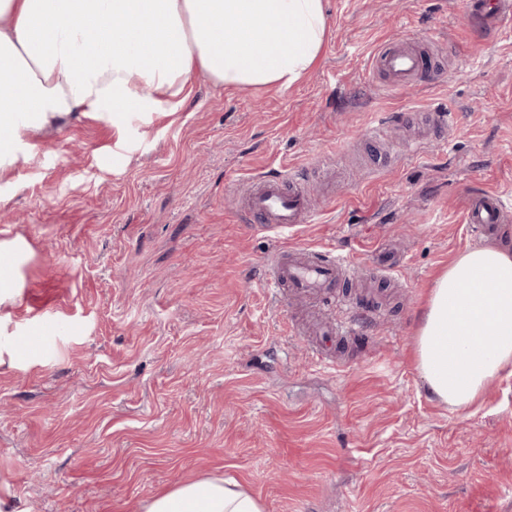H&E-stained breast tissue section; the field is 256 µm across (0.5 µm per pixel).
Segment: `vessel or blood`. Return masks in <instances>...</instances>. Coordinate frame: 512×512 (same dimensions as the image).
I'll use <instances>...</instances> for the list:
<instances>
[{
	"label": "vessel or blood",
	"instance_id": "b4317fda",
	"mask_svg": "<svg viewBox=\"0 0 512 512\" xmlns=\"http://www.w3.org/2000/svg\"><path fill=\"white\" fill-rule=\"evenodd\" d=\"M463 8L486 32L512 18V0H463ZM371 67L384 76L386 88L399 91L420 83L426 61L424 54L392 43L374 53ZM238 200L254 223L270 230L290 229L312 221L307 187L293 170L253 178L239 189ZM465 221L476 233L491 236L500 225L512 222V209L500 193L476 191L467 198ZM266 266V287L320 297L332 292L354 262L329 249L293 248L273 254Z\"/></svg>",
	"mask_w": 512,
	"mask_h": 512
}]
</instances>
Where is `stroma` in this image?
I'll return each instance as SVG.
<instances>
[{"label":"stroma","instance_id":"stroma-1","mask_svg":"<svg viewBox=\"0 0 512 512\" xmlns=\"http://www.w3.org/2000/svg\"><path fill=\"white\" fill-rule=\"evenodd\" d=\"M326 15L289 89L195 74L175 111L121 131L70 116L0 175V241L28 247L0 307V482L16 512H143L209 475L265 512H512V376L452 410L414 366L435 277L484 244L467 194L512 197V19L484 33L460 0H326ZM394 42L429 50L426 82L384 87L370 60ZM444 111L450 127L429 129ZM284 167L305 172L314 218L258 227L234 190ZM331 245L356 265L325 312L363 314V338L321 360L286 329L311 305L263 283L275 251ZM44 316L56 335L37 336Z\"/></svg>","mask_w":512,"mask_h":512}]
</instances>
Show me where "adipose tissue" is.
Wrapping results in <instances>:
<instances>
[{"label": "adipose tissue", "instance_id": "adipose-tissue-1", "mask_svg": "<svg viewBox=\"0 0 512 512\" xmlns=\"http://www.w3.org/2000/svg\"><path fill=\"white\" fill-rule=\"evenodd\" d=\"M326 32L325 0H0V173L65 117L92 113L123 128L171 103L196 73L222 88H290ZM415 347L430 395L454 410L512 372V241L454 257L434 280ZM144 512L264 506L235 479L208 476Z\"/></svg>", "mask_w": 512, "mask_h": 512}]
</instances>
